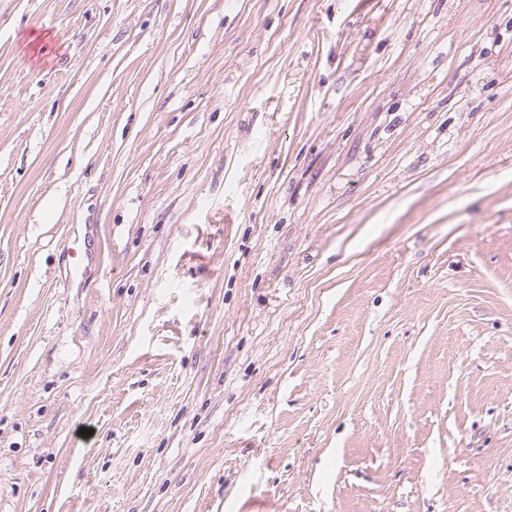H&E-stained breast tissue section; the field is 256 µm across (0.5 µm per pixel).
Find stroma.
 I'll return each instance as SVG.
<instances>
[{
	"mask_svg": "<svg viewBox=\"0 0 512 512\" xmlns=\"http://www.w3.org/2000/svg\"><path fill=\"white\" fill-rule=\"evenodd\" d=\"M0 512H512V0H0Z\"/></svg>",
	"mask_w": 512,
	"mask_h": 512,
	"instance_id": "obj_1",
	"label": "stroma"
}]
</instances>
